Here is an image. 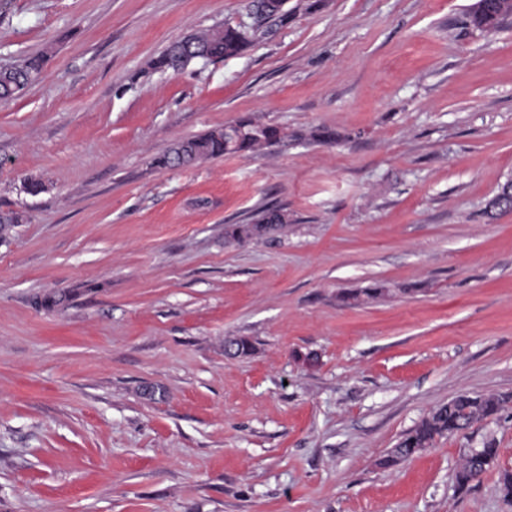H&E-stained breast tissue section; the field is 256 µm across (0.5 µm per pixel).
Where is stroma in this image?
<instances>
[{
	"instance_id": "obj_1",
	"label": "stroma",
	"mask_w": 512,
	"mask_h": 512,
	"mask_svg": "<svg viewBox=\"0 0 512 512\" xmlns=\"http://www.w3.org/2000/svg\"><path fill=\"white\" fill-rule=\"evenodd\" d=\"M308 2L173 72L154 59L248 0H0V65L47 56L0 106V210L24 216L0 244V512H512V404L383 464L459 393L512 394V212H486L512 178V16ZM247 118L337 139L154 166ZM265 208L286 226L225 241ZM487 441L499 468L458 492Z\"/></svg>"
}]
</instances>
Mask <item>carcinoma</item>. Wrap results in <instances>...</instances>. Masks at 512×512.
Returning a JSON list of instances; mask_svg holds the SVG:
<instances>
[{
	"instance_id": "1",
	"label": "carcinoma",
	"mask_w": 512,
	"mask_h": 512,
	"mask_svg": "<svg viewBox=\"0 0 512 512\" xmlns=\"http://www.w3.org/2000/svg\"><path fill=\"white\" fill-rule=\"evenodd\" d=\"M512 14V0H477L470 15V22L487 31L497 30L503 17ZM251 42L241 38L238 29L226 25L195 34L187 40L169 45L154 61L158 69H171L181 55L198 56L202 59H227L244 52ZM43 66V57L30 56L17 64L0 68V103L18 98L19 91L36 79ZM309 140L329 142L336 133L328 128H315L308 132H293L282 127L263 123L255 119H242L224 127L177 142L154 164L159 168L192 167L198 162L226 154H247L280 146L288 141ZM288 223V215L277 209L257 212L250 224H227L224 238L232 241L262 238ZM512 400L509 395L470 396L460 394L450 404H441L433 409L413 429L398 440L383 464L390 466L402 459L418 455L432 447L437 439L469 429L472 425L497 415ZM500 450L487 443L479 453L464 455L455 475L460 490L486 471L499 466Z\"/></svg>"
}]
</instances>
